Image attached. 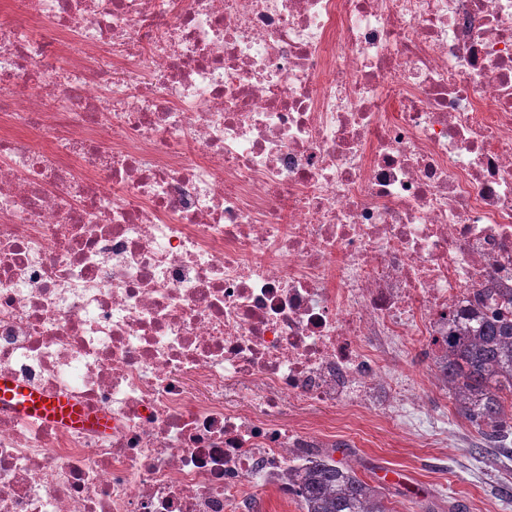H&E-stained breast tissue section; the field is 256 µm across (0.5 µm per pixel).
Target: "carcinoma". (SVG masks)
Here are the masks:
<instances>
[{
    "label": "carcinoma",
    "instance_id": "obj_1",
    "mask_svg": "<svg viewBox=\"0 0 512 512\" xmlns=\"http://www.w3.org/2000/svg\"><path fill=\"white\" fill-rule=\"evenodd\" d=\"M443 387L482 444L512 453V290L484 288L446 338ZM304 512H393L386 495L346 463L315 453L301 477Z\"/></svg>",
    "mask_w": 512,
    "mask_h": 512
}]
</instances>
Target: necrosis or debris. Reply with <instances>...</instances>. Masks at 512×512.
Masks as SVG:
<instances>
[{
  "label": "necrosis or debris",
  "mask_w": 512,
  "mask_h": 512,
  "mask_svg": "<svg viewBox=\"0 0 512 512\" xmlns=\"http://www.w3.org/2000/svg\"><path fill=\"white\" fill-rule=\"evenodd\" d=\"M483 288L512 0L0 10V377L111 421L0 405V512H257L336 445L282 410L425 416L395 358Z\"/></svg>",
  "instance_id": "necrosis-or-debris-1"
}]
</instances>
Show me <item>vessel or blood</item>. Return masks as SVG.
Returning a JSON list of instances; mask_svg holds the SVG:
<instances>
[{
    "instance_id": "vessel-or-blood-1",
    "label": "vessel or blood",
    "mask_w": 512,
    "mask_h": 512,
    "mask_svg": "<svg viewBox=\"0 0 512 512\" xmlns=\"http://www.w3.org/2000/svg\"><path fill=\"white\" fill-rule=\"evenodd\" d=\"M0 402L12 404L20 414L79 426L88 423L87 413L64 398H48L35 389L10 379H0Z\"/></svg>"
}]
</instances>
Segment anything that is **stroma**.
<instances>
[{"mask_svg":"<svg viewBox=\"0 0 512 512\" xmlns=\"http://www.w3.org/2000/svg\"><path fill=\"white\" fill-rule=\"evenodd\" d=\"M408 376L426 398L430 412L420 423L379 415L375 409L336 411L310 409L302 420L336 423V440L348 444V462L357 476L377 484L383 469L401 473L391 483L393 512H404L409 501L431 512H512V458L494 448H473L476 432L459 416L434 376L433 363L421 351H410L403 363Z\"/></svg>","mask_w":512,"mask_h":512,"instance_id":"1","label":"stroma"}]
</instances>
